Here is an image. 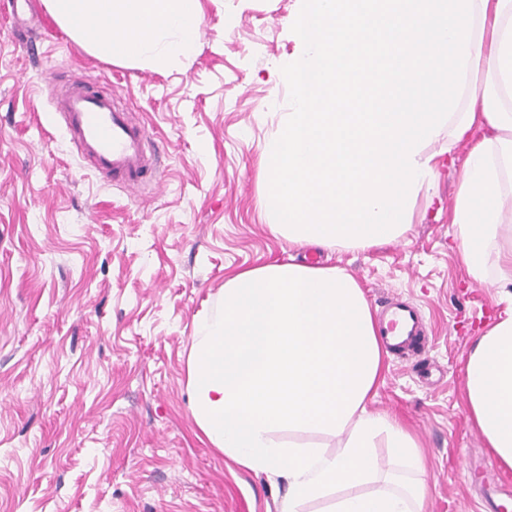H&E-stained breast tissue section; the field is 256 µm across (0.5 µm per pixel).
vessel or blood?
Returning <instances> with one entry per match:
<instances>
[{
    "label": "vessel or blood",
    "instance_id": "1",
    "mask_svg": "<svg viewBox=\"0 0 512 512\" xmlns=\"http://www.w3.org/2000/svg\"><path fill=\"white\" fill-rule=\"evenodd\" d=\"M56 111L63 119L66 136L97 172L118 179L133 191L157 182L160 170L146 152L144 127L118 109L111 96L76 88L57 100ZM422 330L419 310L400 300L389 306L381 324L382 340L394 352Z\"/></svg>",
    "mask_w": 512,
    "mask_h": 512
}]
</instances>
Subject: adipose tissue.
I'll list each match as a JSON object with an SVG mask.
<instances>
[{
  "label": "adipose tissue",
  "mask_w": 512,
  "mask_h": 512,
  "mask_svg": "<svg viewBox=\"0 0 512 512\" xmlns=\"http://www.w3.org/2000/svg\"><path fill=\"white\" fill-rule=\"evenodd\" d=\"M288 66L295 110L265 164L269 231L289 244L366 250L403 237L437 173L431 144L467 145L451 210L468 276L507 308L465 360L464 401L512 471V0H305ZM98 57L188 54L199 0H46ZM386 351L357 279L292 261L229 273L224 313L191 348L195 423L232 464L282 479L278 512H425L424 484L394 486L371 450L422 469V445L373 410ZM318 432L333 452L293 441ZM362 486L359 494L348 493Z\"/></svg>",
  "instance_id": "adipose-tissue-1"
}]
</instances>
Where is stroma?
<instances>
[{
  "mask_svg": "<svg viewBox=\"0 0 512 512\" xmlns=\"http://www.w3.org/2000/svg\"><path fill=\"white\" fill-rule=\"evenodd\" d=\"M193 52L119 63L54 25L21 33L0 0V512H277L281 482L228 468L199 437L187 362L224 310L227 273L294 259L268 230L263 153L294 109L288 63L304 0H200ZM144 125L160 189L94 171L55 116L70 85ZM458 173L398 241L318 253L374 316L402 298L430 328L390 355L373 409L423 446L426 512H476L491 455L462 400L465 356L500 310L467 277L448 221Z\"/></svg>",
  "mask_w": 512,
  "mask_h": 512,
  "instance_id": "1",
  "label": "stroma"
}]
</instances>
